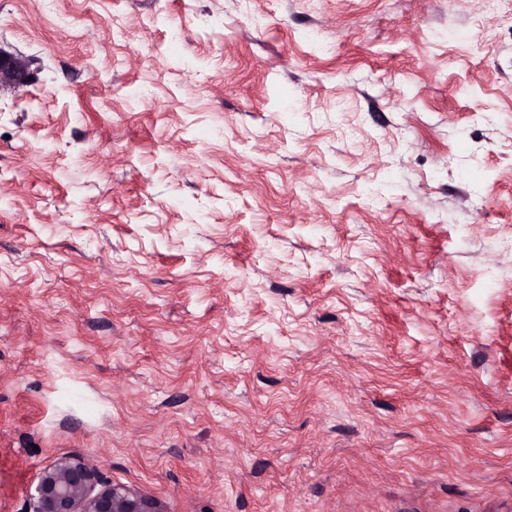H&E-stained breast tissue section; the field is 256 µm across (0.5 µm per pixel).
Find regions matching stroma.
I'll use <instances>...</instances> for the list:
<instances>
[{
    "instance_id": "35a3bbf8",
    "label": "stroma",
    "mask_w": 512,
    "mask_h": 512,
    "mask_svg": "<svg viewBox=\"0 0 512 512\" xmlns=\"http://www.w3.org/2000/svg\"><path fill=\"white\" fill-rule=\"evenodd\" d=\"M0 512H512V12L0 0ZM25 63L15 55L0 50V91L4 87L18 88L29 83ZM27 512H168L134 487L107 485L98 468L68 457L45 467L29 492Z\"/></svg>"
}]
</instances>
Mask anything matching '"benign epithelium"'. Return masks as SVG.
I'll list each match as a JSON object with an SVG mask.
<instances>
[{"mask_svg":"<svg viewBox=\"0 0 512 512\" xmlns=\"http://www.w3.org/2000/svg\"><path fill=\"white\" fill-rule=\"evenodd\" d=\"M29 83L25 63L0 50V90ZM28 512H168L161 500L134 487L107 485L98 468L68 457L45 467L29 492Z\"/></svg>","mask_w":512,"mask_h":512,"instance_id":"1","label":"benign epithelium"}]
</instances>
